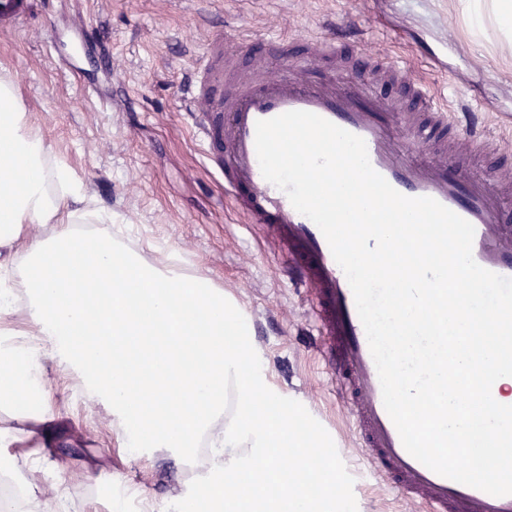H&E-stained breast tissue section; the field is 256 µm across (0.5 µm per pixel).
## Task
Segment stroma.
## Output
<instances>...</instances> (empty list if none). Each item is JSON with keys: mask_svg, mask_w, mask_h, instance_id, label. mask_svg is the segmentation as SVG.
Masks as SVG:
<instances>
[{"mask_svg": "<svg viewBox=\"0 0 512 512\" xmlns=\"http://www.w3.org/2000/svg\"><path fill=\"white\" fill-rule=\"evenodd\" d=\"M84 26L98 43L81 44ZM332 27L350 31L352 57L388 59L455 111H477L493 142L512 144V33L498 25L492 0H48L28 25L0 34V76L16 84L52 158L84 179L129 247L153 242L147 261L176 256L186 274L207 268L234 296L259 365L302 419L343 448L326 476L352 512H426L367 475L310 299L225 201L183 110L184 85L214 30L242 43ZM87 82L96 96L83 91ZM43 374L61 414L57 457L90 466L68 475L71 512H113L128 494L140 512H168L191 497L199 462L161 452L143 464L117 446L80 373L47 360Z\"/></svg>", "mask_w": 512, "mask_h": 512, "instance_id": "35a3bbf8", "label": "stroma"}]
</instances>
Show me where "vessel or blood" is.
I'll list each match as a JSON object with an SVG mask.
<instances>
[{
    "instance_id": "obj_1",
    "label": "vessel or blood",
    "mask_w": 512,
    "mask_h": 512,
    "mask_svg": "<svg viewBox=\"0 0 512 512\" xmlns=\"http://www.w3.org/2000/svg\"><path fill=\"white\" fill-rule=\"evenodd\" d=\"M38 0H0V32H12L35 14ZM333 36L300 42L253 39L249 52L280 60L278 70L247 83L224 77L227 45L215 34L189 77L186 110L224 180V195L246 223L262 230L289 261L291 279L311 289L331 375L369 472L397 488L405 500L428 512H512V495L496 497L443 477L411 456L389 417L366 332L348 279L318 226L294 209L286 193L264 179L256 149V124L288 111L319 115L361 137L372 167L399 193L430 197L475 230L472 255L483 268L512 278V207L505 188L512 166L489 176L469 175L467 159L489 145L484 125L449 119L447 105L431 98L422 81L406 78V89L422 117L408 122L403 108L371 98L350 85L311 81L317 57L341 50ZM454 144L452 153L426 162L417 156Z\"/></svg>"
}]
</instances>
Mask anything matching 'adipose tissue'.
Listing matches in <instances>:
<instances>
[{"mask_svg": "<svg viewBox=\"0 0 512 512\" xmlns=\"http://www.w3.org/2000/svg\"><path fill=\"white\" fill-rule=\"evenodd\" d=\"M32 124L18 87L0 79V268L21 258L18 284L0 281V294L22 289L25 326L0 328V444L33 442L13 458L15 469L59 468L54 454L58 415L52 395L40 389L38 411L20 413L16 399L30 387L31 367L50 359L82 373L113 417L119 447L167 448L193 457L208 451L194 493L208 512H346L332 483L309 495L297 484L270 499L264 487L278 478L269 450L289 440L295 415L270 417L279 395L256 367L250 331L235 299L206 269L185 275L175 265L148 262L112 230L109 213L86 207L83 180ZM53 224L38 238L31 225ZM96 230L82 234L78 225ZM95 344H86L87 336ZM138 348V362L126 353ZM247 400L224 414V386ZM512 376L499 379L493 399L471 397L453 428L472 435L484 429L493 400L506 399Z\"/></svg>", "mask_w": 512, "mask_h": 512, "instance_id": "adipose-tissue-1", "label": "adipose tissue"}]
</instances>
